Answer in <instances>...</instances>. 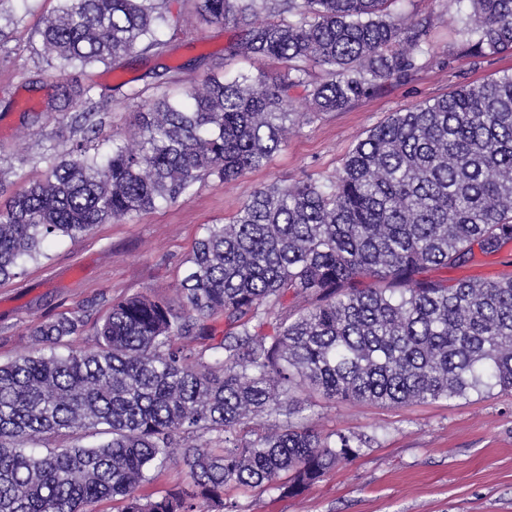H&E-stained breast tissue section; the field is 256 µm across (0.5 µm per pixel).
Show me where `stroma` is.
<instances>
[{
    "label": "stroma",
    "mask_w": 512,
    "mask_h": 512,
    "mask_svg": "<svg viewBox=\"0 0 512 512\" xmlns=\"http://www.w3.org/2000/svg\"><path fill=\"white\" fill-rule=\"evenodd\" d=\"M58 4L0 0V11L16 18L9 42L0 48V168L17 169V190L43 178L46 149L83 136L57 113L43 112L32 136L20 140L18 131L28 116L8 107L28 97L44 102L52 91L39 31ZM196 7L197 0H170L171 12L192 16L193 24L188 37L171 42L163 57L146 65L133 63L117 70L98 65L68 74L69 82L93 81L107 89L98 103L103 124L93 147L107 150L135 121L137 104L115 91L116 83L131 82L147 98L164 91L181 94L180 83L150 77V68L176 66L204 53L208 59L196 70L200 78L262 72L273 77L284 71L276 60L227 56L225 49L235 41L237 28L206 21ZM390 10L432 20L419 71L296 127L287 145L265 166L237 182L227 185L211 176L178 201L158 203L121 223L95 225L74 239L46 241L40 256L26 261L20 276L0 282V363L34 352L37 344L30 328L62 313L83 316L86 322L82 334L64 340L65 348L78 350L94 346V327L113 298L147 293L179 305L184 261L204 225L231 219L254 190L309 177L334 178L357 143L392 113L447 95L465 83L512 74V51L467 66L456 62L472 11L470 0H393ZM424 275L451 285L511 277L512 243L495 253L476 254L464 266L430 267ZM303 401L306 425L324 435L365 434L371 443L293 497L227 489L238 512H512V395L399 407L332 402L317 393L304 395Z\"/></svg>",
    "instance_id": "35a3bbf8"
}]
</instances>
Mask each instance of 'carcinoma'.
<instances>
[{
    "instance_id": "cac0c4a2",
    "label": "carcinoma",
    "mask_w": 512,
    "mask_h": 512,
    "mask_svg": "<svg viewBox=\"0 0 512 512\" xmlns=\"http://www.w3.org/2000/svg\"><path fill=\"white\" fill-rule=\"evenodd\" d=\"M60 2L40 31L58 80L120 68L138 47L159 56L188 28L169 0ZM391 2L199 0L207 20L237 26L230 55L283 60L287 72L191 80L180 99L141 104L111 150L92 154L81 139L43 155L45 177L0 209V279L50 238L175 202L204 177L237 180L294 125L419 70L430 20H396ZM471 3L465 56L512 50V0ZM299 89L309 113L293 107ZM97 96L94 84L60 82L44 111L71 107L94 133L102 121L85 105ZM509 241L512 74L393 113L335 178L260 188L230 221L207 225L185 261L181 310L116 298L95 346L66 353L58 344L83 318L31 328L39 348L0 364V512H90L107 499L120 512H236L225 488L295 495L368 443L305 426L303 391L388 406L511 392L512 277H423ZM290 298L305 304L291 314ZM92 434L107 439L84 444ZM49 439L64 447L33 448ZM174 454L188 481L142 492Z\"/></svg>"
}]
</instances>
